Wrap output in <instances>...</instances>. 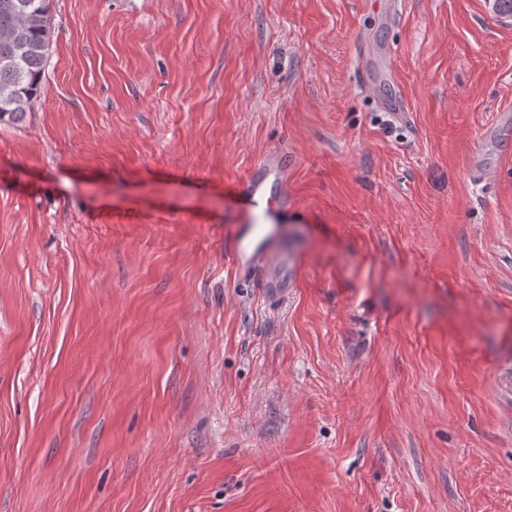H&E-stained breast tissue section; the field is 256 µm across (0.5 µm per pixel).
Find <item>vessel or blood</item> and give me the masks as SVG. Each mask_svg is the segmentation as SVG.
I'll return each mask as SVG.
<instances>
[{"label":"vessel or blood","instance_id":"1","mask_svg":"<svg viewBox=\"0 0 512 512\" xmlns=\"http://www.w3.org/2000/svg\"><path fill=\"white\" fill-rule=\"evenodd\" d=\"M285 170L279 154H269L238 184L247 222L239 232L235 247L236 261L245 263L260 272L268 291L275 296L283 295L272 272L280 258L268 246L288 212L287 194L275 195L268 185L284 180Z\"/></svg>","mask_w":512,"mask_h":512}]
</instances>
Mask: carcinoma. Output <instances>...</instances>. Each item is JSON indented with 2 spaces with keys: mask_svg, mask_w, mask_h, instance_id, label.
Here are the masks:
<instances>
[{
  "mask_svg": "<svg viewBox=\"0 0 512 512\" xmlns=\"http://www.w3.org/2000/svg\"><path fill=\"white\" fill-rule=\"evenodd\" d=\"M54 33L52 0H0V124L37 102Z\"/></svg>",
  "mask_w": 512,
  "mask_h": 512,
  "instance_id": "carcinoma-1",
  "label": "carcinoma"
}]
</instances>
